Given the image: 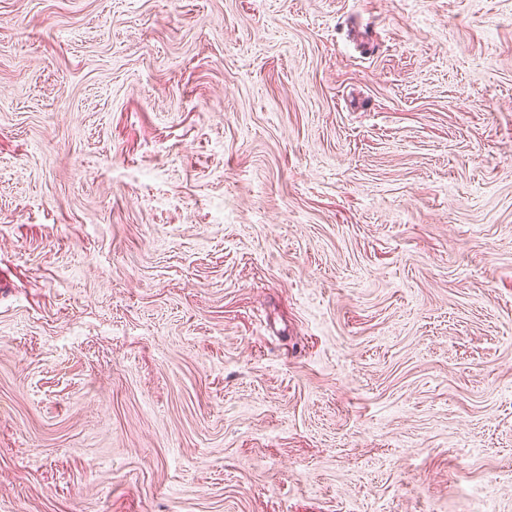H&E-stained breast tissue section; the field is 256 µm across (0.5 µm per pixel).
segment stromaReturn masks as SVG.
<instances>
[{
  "label": "stroma",
  "instance_id": "obj_1",
  "mask_svg": "<svg viewBox=\"0 0 512 512\" xmlns=\"http://www.w3.org/2000/svg\"><path fill=\"white\" fill-rule=\"evenodd\" d=\"M0 512H512V0H0Z\"/></svg>",
  "mask_w": 512,
  "mask_h": 512
}]
</instances>
